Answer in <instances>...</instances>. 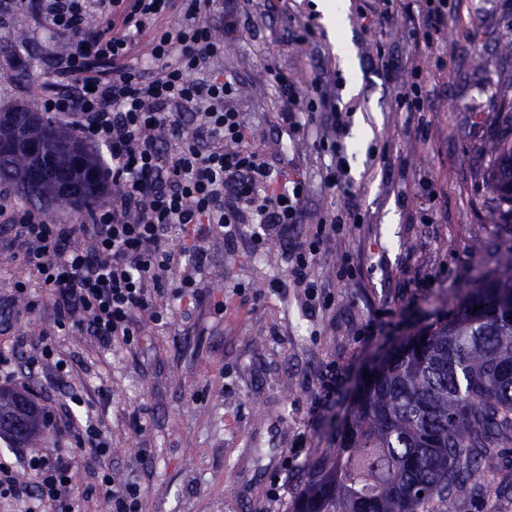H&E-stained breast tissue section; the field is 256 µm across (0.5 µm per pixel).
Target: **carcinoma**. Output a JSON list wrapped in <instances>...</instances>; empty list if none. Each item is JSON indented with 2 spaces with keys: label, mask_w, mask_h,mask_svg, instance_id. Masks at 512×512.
<instances>
[{
  "label": "carcinoma",
  "mask_w": 512,
  "mask_h": 512,
  "mask_svg": "<svg viewBox=\"0 0 512 512\" xmlns=\"http://www.w3.org/2000/svg\"><path fill=\"white\" fill-rule=\"evenodd\" d=\"M0 182L27 202L90 209L100 163L71 129L26 108L0 114ZM501 219L512 222V134L489 147ZM363 386L331 455L305 476L291 512H453L462 496L512 493L485 470L512 445V255L476 277L448 322L400 345ZM42 417L33 407V444ZM423 496H418V493Z\"/></svg>",
  "instance_id": "obj_1"
}]
</instances>
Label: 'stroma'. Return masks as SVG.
<instances>
[{
	"label": "stroma",
	"instance_id": "stroma-1",
	"mask_svg": "<svg viewBox=\"0 0 512 512\" xmlns=\"http://www.w3.org/2000/svg\"><path fill=\"white\" fill-rule=\"evenodd\" d=\"M317 3L241 0L237 28L224 36L221 67L240 79L236 102L253 147L305 180V214L287 239L258 243L245 232L230 247L212 226L197 298L176 303L162 324L139 315L137 343L105 351L84 330L58 328L53 303L31 310L13 298L15 281L30 273L0 225V322L19 340L16 367L25 369L41 338L67 360L63 375L40 366L38 388L102 423L115 477L144 491L142 512H288L302 477L335 447L366 373L446 320L475 274L496 271L512 251V232L489 208L486 175V148L502 131L500 97H512V59L500 55L512 42V0H448L444 32L429 46L415 37L423 0H398L387 22L385 0H349L340 40ZM11 44L13 55L0 54V111L39 110L61 40L23 12L0 26V46ZM340 44L358 69L354 95ZM416 67L427 97L423 111L408 112L399 98ZM278 73L348 112L349 191L323 182L327 113L301 114L297 130L282 126ZM362 125L371 135L355 140ZM351 198L355 222L311 267L325 301L310 309L287 279L288 245L312 239L320 219L346 213ZM330 379L333 402L318 408ZM281 483L287 492L270 502Z\"/></svg>",
	"mask_w": 512,
	"mask_h": 512
}]
</instances>
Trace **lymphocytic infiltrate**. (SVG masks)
<instances>
[{"label":"lymphocytic infiltrate","instance_id":"f902f5d3","mask_svg":"<svg viewBox=\"0 0 512 512\" xmlns=\"http://www.w3.org/2000/svg\"><path fill=\"white\" fill-rule=\"evenodd\" d=\"M212 0H0V23L26 6L64 40L53 60L54 79L41 102L46 112L72 120L82 137L106 146L104 181L117 186L85 224H48L41 212H17L0 203L43 290L54 299L58 326L85 330L103 349L132 344L137 314L163 321L171 299L185 297L193 277L181 267L170 241L196 227L191 265L201 270L210 225L234 243L243 229L254 240L284 236L304 211L305 188L254 151L251 130L231 100L238 78L213 67L224 53L207 17ZM153 31L147 68L133 67L139 37ZM198 110L200 123L185 114ZM177 143L160 145L159 134ZM330 218L308 247L288 255V278L317 298L310 267L320 246L340 230ZM45 423L67 426L78 447L105 466L110 449L99 425L76 422L71 408L52 399ZM72 451L23 448L0 458V501L23 512H81L71 472Z\"/></svg>","mask_w":512,"mask_h":512}]
</instances>
